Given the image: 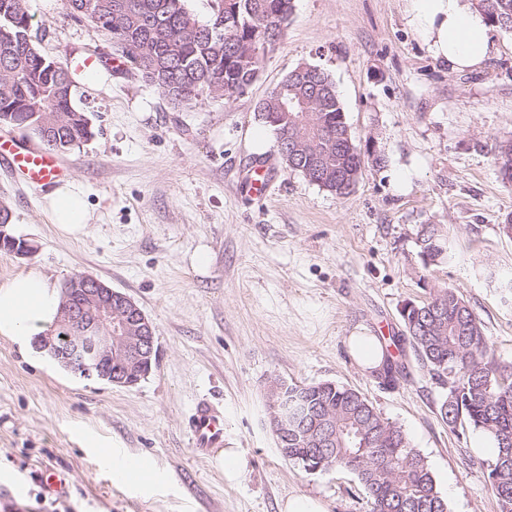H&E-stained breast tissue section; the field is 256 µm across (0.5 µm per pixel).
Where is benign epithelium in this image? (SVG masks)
<instances>
[{"instance_id":"obj_1","label":"benign epithelium","mask_w":512,"mask_h":512,"mask_svg":"<svg viewBox=\"0 0 512 512\" xmlns=\"http://www.w3.org/2000/svg\"><path fill=\"white\" fill-rule=\"evenodd\" d=\"M60 323L71 335L60 342L45 338L40 347L66 369L95 373L112 384L134 385L133 375L143 371L155 350L154 327L127 295L94 280L90 288H66ZM271 421L277 436L288 438V383L271 387Z\"/></svg>"}]
</instances>
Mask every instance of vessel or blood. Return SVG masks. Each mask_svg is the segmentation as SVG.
Here are the masks:
<instances>
[{"label": "vessel or blood", "mask_w": 512, "mask_h": 512, "mask_svg": "<svg viewBox=\"0 0 512 512\" xmlns=\"http://www.w3.org/2000/svg\"><path fill=\"white\" fill-rule=\"evenodd\" d=\"M0 164L12 174L20 175L25 186L35 194H43L65 180L67 171L46 148L28 144L24 139L0 140ZM273 161L255 160L247 171L245 182L256 195L265 194ZM192 445L196 456L206 457L213 449L224 445V415L210 404L202 402L189 419Z\"/></svg>", "instance_id": "obj_1"}]
</instances>
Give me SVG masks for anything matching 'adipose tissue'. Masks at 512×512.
<instances>
[{
	"instance_id": "ef3b65f1",
	"label": "adipose tissue",
	"mask_w": 512,
	"mask_h": 512,
	"mask_svg": "<svg viewBox=\"0 0 512 512\" xmlns=\"http://www.w3.org/2000/svg\"><path fill=\"white\" fill-rule=\"evenodd\" d=\"M410 24L429 52L450 71L483 67L494 51L489 26L470 0H409ZM51 220L64 233H83L90 222L81 189L71 182L48 196ZM60 292L49 278L30 273L0 282V336L30 352L36 336L53 326Z\"/></svg>"
}]
</instances>
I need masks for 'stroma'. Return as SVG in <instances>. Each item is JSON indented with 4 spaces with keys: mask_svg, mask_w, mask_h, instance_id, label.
I'll list each match as a JSON object with an SVG mask.
<instances>
[{
    "mask_svg": "<svg viewBox=\"0 0 512 512\" xmlns=\"http://www.w3.org/2000/svg\"><path fill=\"white\" fill-rule=\"evenodd\" d=\"M46 56L66 63L92 137L61 155L93 219L78 237L52 224L46 199L0 168L8 233L33 247L0 250V281L38 272L56 285L93 274L152 322L157 364L135 386L75 375L0 336V512H279L293 493L328 512H367L355 477L308 473L285 458L270 425L271 381L334 382L361 392L426 459L448 512H497L481 438L450 431L447 394L409 343L392 348V389L359 366L348 340L401 334L400 310L452 288L512 363V184L495 145L512 139V32L493 29L484 67L452 73L414 33L407 0H294L277 49L243 95L174 107L127 73L102 33L65 0H25ZM334 80L364 165L339 198L283 167L274 192L239 181L275 152L259 102L301 64ZM95 65L87 74L86 65ZM450 228L459 255L424 263L422 226ZM224 410V444L247 467L230 486L196 457L187 431L200 401ZM151 458L166 482L109 484L104 449ZM64 473L65 496L44 469Z\"/></svg>",
    "mask_w": 512,
    "mask_h": 512,
    "instance_id": "1",
    "label": "stroma"
}]
</instances>
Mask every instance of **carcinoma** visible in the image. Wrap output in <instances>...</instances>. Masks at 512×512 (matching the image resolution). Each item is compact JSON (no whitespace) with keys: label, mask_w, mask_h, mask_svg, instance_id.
Instances as JSON below:
<instances>
[{"label":"carcinoma","mask_w":512,"mask_h":512,"mask_svg":"<svg viewBox=\"0 0 512 512\" xmlns=\"http://www.w3.org/2000/svg\"><path fill=\"white\" fill-rule=\"evenodd\" d=\"M116 0H66L70 15L99 28L129 64V72L154 85L172 104L189 106L212 97L211 72L224 70V97L244 94L264 57L279 45L293 12V0H235L237 15L217 12L201 21L184 0H123L125 10L112 15ZM492 26L512 31V0H472ZM27 10L0 14V116L60 154L80 147L90 128L69 116L77 109L74 93L60 89L42 65L43 54L26 50ZM290 99H305V109L276 112V91L258 105L273 127L281 164L309 182L345 197L361 174V150L349 132L335 83L315 66L304 77L288 74L280 83ZM298 140L299 154L284 153L286 141ZM494 159L502 180L512 183V139L499 142ZM423 257L452 261L449 235L435 226L419 235ZM406 341L448 394L440 414L453 432L472 428L496 448L489 480L498 512H512V363L498 362L483 326L452 288L436 290L421 304L401 310ZM288 401L298 424L322 418L336 424V447L318 448L303 432L288 438V459L313 473L329 467L355 476L367 512H448L434 475L403 429L383 418L359 391L331 382L289 386Z\"/></svg>","instance_id":"cac0c4a2"}]
</instances>
